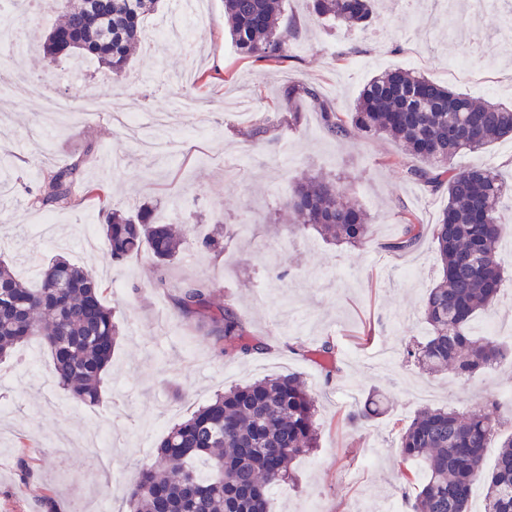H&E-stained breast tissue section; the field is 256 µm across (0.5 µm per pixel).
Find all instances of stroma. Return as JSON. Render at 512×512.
Returning a JSON list of instances; mask_svg holds the SVG:
<instances>
[{
	"instance_id": "obj_1",
	"label": "stroma",
	"mask_w": 512,
	"mask_h": 512,
	"mask_svg": "<svg viewBox=\"0 0 512 512\" xmlns=\"http://www.w3.org/2000/svg\"><path fill=\"white\" fill-rule=\"evenodd\" d=\"M378 0L371 25L347 31L317 17L311 0H285L284 16L298 37L278 69L241 57L224 27V0H203L204 16L189 35L142 38L126 74L115 77L85 62L78 79L63 77L69 57H12L13 66L43 79L49 94L87 96L119 106L112 114L80 115L50 126L41 99L24 85L0 93V257L35 278L61 256L93 267L122 335L94 406L75 404L57 385L52 359L40 349L29 368V345L0 360V512H120L124 491L175 423L236 384L301 373L317 394L318 446L298 461L297 480L271 491L277 512H410L399 454L398 425L422 406L461 411L498 400L502 431L512 433V370L494 368L472 385L448 373L429 375L406 362V345L425 341L419 308L442 267L430 237L418 249L393 254L384 243L400 232L403 212L437 223L448 196L407 177L412 157L390 138L329 135L313 101L288 97L307 84L343 114L380 68L408 67L475 98L512 107V49L504 48L490 16L469 0ZM295 112L253 143L243 135L256 119ZM80 163L71 205L46 209L37 184L47 172ZM461 168L492 167L512 186V138L459 155ZM337 181L361 205L371 239L351 248L293 229L284 214L301 174ZM102 188L111 208L154 207L156 219L184 233L178 258L166 268L168 287L151 286L154 262L140 254L112 262L101 245ZM499 259L508 276L486 314L499 339L512 343V200ZM250 223L249 233L223 251L200 250L221 227ZM210 281L215 298L233 306L265 344L246 358L217 351L203 330L186 322L175 299L183 285ZM338 346L339 372L326 376L318 358L295 349ZM373 396L385 411L362 426L347 414Z\"/></svg>"
}]
</instances>
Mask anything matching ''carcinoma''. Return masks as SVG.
<instances>
[{"instance_id":"cac0c4a2","label":"carcinoma","mask_w":512,"mask_h":512,"mask_svg":"<svg viewBox=\"0 0 512 512\" xmlns=\"http://www.w3.org/2000/svg\"><path fill=\"white\" fill-rule=\"evenodd\" d=\"M158 0H64L62 22L42 43L44 55L94 60L120 77L141 36V23ZM376 0H313V11L347 30L373 18ZM282 0H224V17L240 55L278 66L289 58L290 25L279 27ZM319 103L327 131L343 137L352 126L367 136L385 135L418 161L407 176L448 194V204L431 229L442 264L441 280L427 292L422 316L426 342L405 350L407 360L429 373L451 372L470 381L489 367L512 365V347L490 336L472 335L471 323L498 299L505 270L498 258L503 223L499 211L507 189L492 169L458 170L453 159L487 148L512 133V109L478 101L416 72L396 68L372 77L362 89L350 120L319 101L305 85L288 88ZM283 119L265 115L244 136L259 140ZM76 164L43 177L44 205L71 203L80 181ZM285 208L298 230L351 247L371 236L365 211L346 200L336 182L304 175ZM102 246L115 262L142 251L157 267L152 287H167L164 269L180 252V232L158 223L151 210L135 214L100 207ZM424 227L405 213L400 234L385 244L393 253L414 250ZM32 287L12 265L0 260V358L19 344L37 340L50 351L59 385L76 401L100 398L102 373L112 359L120 327L102 299L101 281L91 270L56 257ZM179 313L226 355L249 356L265 349L235 310L214 299L212 286L191 281L176 299ZM316 395L301 376L288 373L235 385L199 407L162 438L151 464L129 489L130 512H274L270 491L290 478L289 467L317 448ZM383 413L367 401L350 415L356 424ZM493 406L466 412L426 407L405 426L399 452L423 475L404 473L412 489L411 512H467L473 488H484L482 512H512V435L500 440L492 468L484 449L499 436Z\"/></svg>"}]
</instances>
